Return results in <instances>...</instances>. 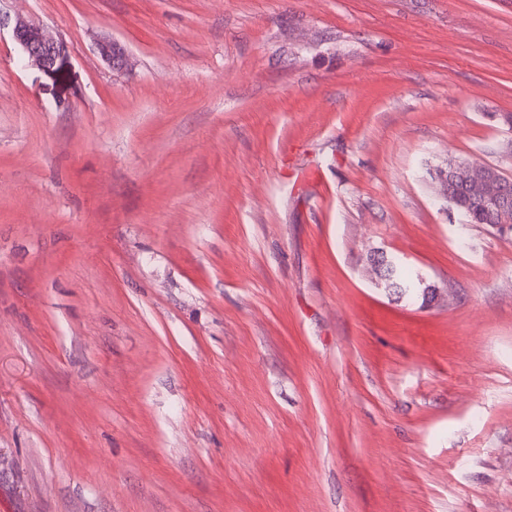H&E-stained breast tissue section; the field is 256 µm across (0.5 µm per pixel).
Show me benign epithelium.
Listing matches in <instances>:
<instances>
[{"mask_svg": "<svg viewBox=\"0 0 512 512\" xmlns=\"http://www.w3.org/2000/svg\"><path fill=\"white\" fill-rule=\"evenodd\" d=\"M12 37L25 59L52 70L65 53L64 45L44 27L18 17L12 24ZM98 51L109 66L116 70L127 67L129 58L119 43L104 40ZM436 178L443 187L448 209L457 200L452 196V185L459 183L467 189V196L479 201L486 208L500 214L501 223L496 228L512 226V181L506 179L496 166L476 160L448 159V167L438 171Z\"/></svg>", "mask_w": 512, "mask_h": 512, "instance_id": "benign-epithelium-1", "label": "benign epithelium"}]
</instances>
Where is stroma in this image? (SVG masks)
I'll return each instance as SVG.
<instances>
[{"label": "stroma", "mask_w": 512, "mask_h": 512, "mask_svg": "<svg viewBox=\"0 0 512 512\" xmlns=\"http://www.w3.org/2000/svg\"><path fill=\"white\" fill-rule=\"evenodd\" d=\"M18 15L65 52L0 29V512H512V232L435 178L512 177V0ZM12 37L24 59L47 70H53L65 52L63 43L44 27L21 17H17L12 24ZM98 51L109 66L121 70L127 67L129 58L124 47L116 41L104 40L98 45ZM436 178L443 187V196L448 203V209L454 210V205L458 202L452 196V185H456L454 193L461 200L459 203V212L465 218L466 224H486L498 228L508 229L512 217V194L511 181L506 179L504 173L499 167L483 163L476 160L467 159H449L448 167L439 170ZM467 189V194L465 189ZM479 201L486 208L494 213H500L501 224H498L495 217L485 211V209L476 202H470L466 205L468 198ZM512 232V226L510 227ZM371 262L376 277L390 296H395V299L399 300L404 297L416 299L421 296L422 304L434 299L435 288H432L431 285H425L420 289L421 284H414L401 265H396L393 272L388 273L389 262L385 263L383 256L372 259Z\"/></svg>", "instance_id": "stroma-1"}]
</instances>
